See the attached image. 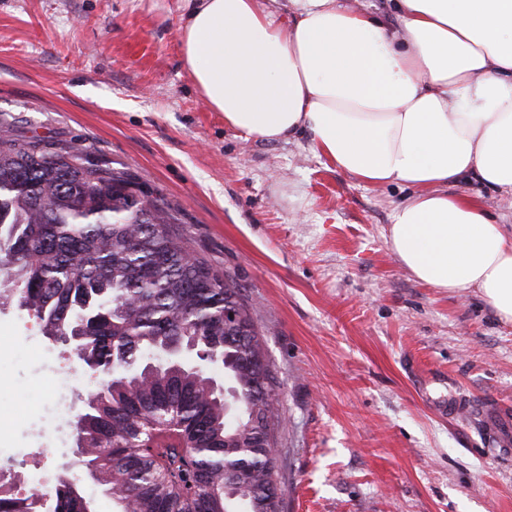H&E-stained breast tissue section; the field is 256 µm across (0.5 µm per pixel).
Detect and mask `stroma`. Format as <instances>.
Here are the masks:
<instances>
[{
    "label": "stroma",
    "instance_id": "obj_1",
    "mask_svg": "<svg viewBox=\"0 0 512 512\" xmlns=\"http://www.w3.org/2000/svg\"><path fill=\"white\" fill-rule=\"evenodd\" d=\"M185 0H0V115L10 135L85 147L178 218L191 253L241 290L277 378L281 512H512V454L481 412L512 414V324L476 291L429 288L388 242L410 188L328 165L309 134L243 141L183 64ZM34 316L0 314V465L20 492L79 477L49 432L55 374L74 368ZM465 395L442 418L428 396Z\"/></svg>",
    "mask_w": 512,
    "mask_h": 512
}]
</instances>
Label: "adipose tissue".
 I'll return each mask as SVG.
<instances>
[{"label":"adipose tissue","instance_id":"1","mask_svg":"<svg viewBox=\"0 0 512 512\" xmlns=\"http://www.w3.org/2000/svg\"><path fill=\"white\" fill-rule=\"evenodd\" d=\"M190 0L191 80L246 141L308 133L328 163L413 195L389 242L415 279L477 290L512 323V230L455 186L512 196V0H395L396 21L342 0Z\"/></svg>","mask_w":512,"mask_h":512}]
</instances>
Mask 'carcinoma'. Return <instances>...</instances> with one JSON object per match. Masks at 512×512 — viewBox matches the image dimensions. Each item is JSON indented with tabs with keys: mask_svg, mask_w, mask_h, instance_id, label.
<instances>
[{
	"mask_svg": "<svg viewBox=\"0 0 512 512\" xmlns=\"http://www.w3.org/2000/svg\"><path fill=\"white\" fill-rule=\"evenodd\" d=\"M164 202L86 151L0 137V310L15 306L47 336H79L102 378L73 431L80 468L119 512H279L272 452L276 377L241 290L193 258ZM174 337L213 353L208 371L149 354ZM0 467V512H43ZM53 512H85L75 478Z\"/></svg>",
	"mask_w": 512,
	"mask_h": 512,
	"instance_id": "obj_1",
	"label": "carcinoma"
}]
</instances>
